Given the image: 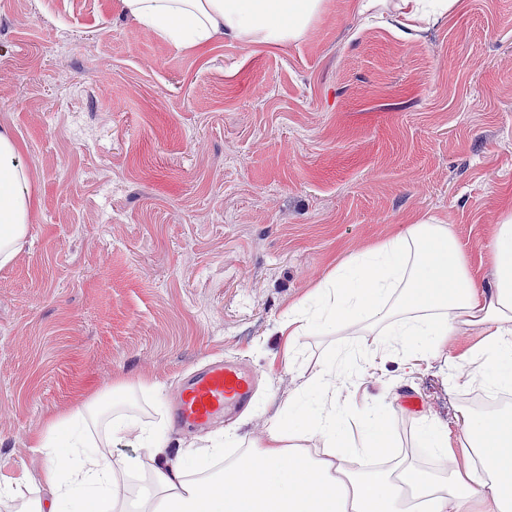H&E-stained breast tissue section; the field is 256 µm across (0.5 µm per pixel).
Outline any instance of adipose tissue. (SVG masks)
<instances>
[{"instance_id": "1", "label": "adipose tissue", "mask_w": 512, "mask_h": 512, "mask_svg": "<svg viewBox=\"0 0 512 512\" xmlns=\"http://www.w3.org/2000/svg\"><path fill=\"white\" fill-rule=\"evenodd\" d=\"M322 0H121L125 14L159 37L196 46L231 35L265 44L298 39ZM14 137L0 131V267L23 245L34 194ZM495 273L477 283L447 225L423 218L391 239L349 256L309 302L288 319L289 336L358 330L364 320L387 325L405 347L404 370H418L449 337L472 330L483 340L458 363L459 375L487 391L512 390V208L489 244ZM355 351H345L303 381L284 415L268 426L260 446L247 449L213 474L219 449L166 455L163 433L124 414L100 424L96 402L51 421L35 448L47 465L50 499L28 500L23 512H512V411L461 412L463 458L438 475L401 462L380 471L367 460L390 446L385 402L364 405L357 416L362 438L347 430L349 408L336 391L351 374ZM319 409L309 414V396ZM106 437L135 436L136 459L100 454L96 430ZM148 475L135 495L129 479Z\"/></svg>"}]
</instances>
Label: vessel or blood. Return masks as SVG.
I'll return each mask as SVG.
<instances>
[{
    "mask_svg": "<svg viewBox=\"0 0 512 512\" xmlns=\"http://www.w3.org/2000/svg\"><path fill=\"white\" fill-rule=\"evenodd\" d=\"M254 380L240 368L213 363L191 374L180 387L172 406V418L181 427L211 424L230 410L247 408Z\"/></svg>",
    "mask_w": 512,
    "mask_h": 512,
    "instance_id": "vessel-or-blood-1",
    "label": "vessel or blood"
}]
</instances>
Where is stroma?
<instances>
[{"label": "stroma", "mask_w": 512, "mask_h": 512, "mask_svg": "<svg viewBox=\"0 0 512 512\" xmlns=\"http://www.w3.org/2000/svg\"><path fill=\"white\" fill-rule=\"evenodd\" d=\"M323 0L296 40L232 36L185 49L119 0H0V129L34 191L24 245L0 269V477L42 498L47 420L134 382L122 404L162 427L169 455L224 437L260 444L274 415L344 347H380L382 325L301 337L277 330L347 257L419 217L448 225L472 276L512 206V0H457L403 27ZM477 336L404 375L351 376L390 397L394 457L440 472L419 416L462 436L461 410L498 409L456 378ZM221 357L252 371L250 407L196 429L171 420L181 380Z\"/></svg>", "instance_id": "obj_1"}]
</instances>
